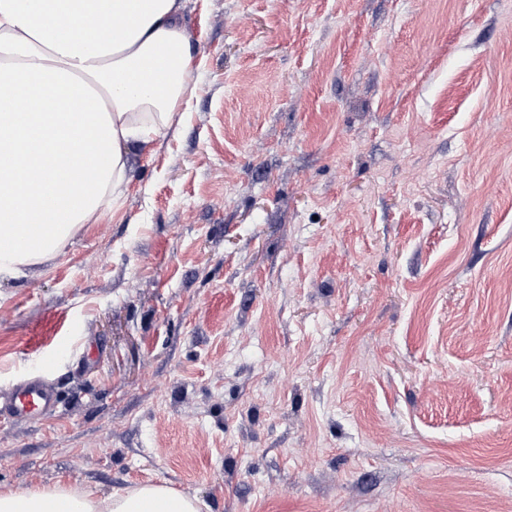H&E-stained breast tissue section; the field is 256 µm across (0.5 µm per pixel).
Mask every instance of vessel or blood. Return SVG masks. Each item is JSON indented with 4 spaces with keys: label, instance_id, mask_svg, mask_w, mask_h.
<instances>
[{
    "label": "vessel or blood",
    "instance_id": "obj_1",
    "mask_svg": "<svg viewBox=\"0 0 512 512\" xmlns=\"http://www.w3.org/2000/svg\"><path fill=\"white\" fill-rule=\"evenodd\" d=\"M55 410V389L40 376L18 379L7 393L0 396V422L46 417L53 415Z\"/></svg>",
    "mask_w": 512,
    "mask_h": 512
}]
</instances>
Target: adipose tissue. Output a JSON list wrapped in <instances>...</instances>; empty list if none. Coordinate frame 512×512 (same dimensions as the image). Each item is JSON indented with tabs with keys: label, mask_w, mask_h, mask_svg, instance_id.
<instances>
[{
	"label": "adipose tissue",
	"mask_w": 512,
	"mask_h": 512,
	"mask_svg": "<svg viewBox=\"0 0 512 512\" xmlns=\"http://www.w3.org/2000/svg\"><path fill=\"white\" fill-rule=\"evenodd\" d=\"M186 0H0V279L44 264L177 133ZM0 512H199L163 484L0 491Z\"/></svg>",
	"instance_id": "adipose-tissue-1"
}]
</instances>
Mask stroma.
<instances>
[{"mask_svg":"<svg viewBox=\"0 0 512 512\" xmlns=\"http://www.w3.org/2000/svg\"><path fill=\"white\" fill-rule=\"evenodd\" d=\"M179 131L0 282V490L512 512V0H187ZM53 385L41 376H27L12 384L3 397L0 395V422L51 416L56 410Z\"/></svg>","mask_w":512,"mask_h":512,"instance_id":"1","label":"stroma"}]
</instances>
